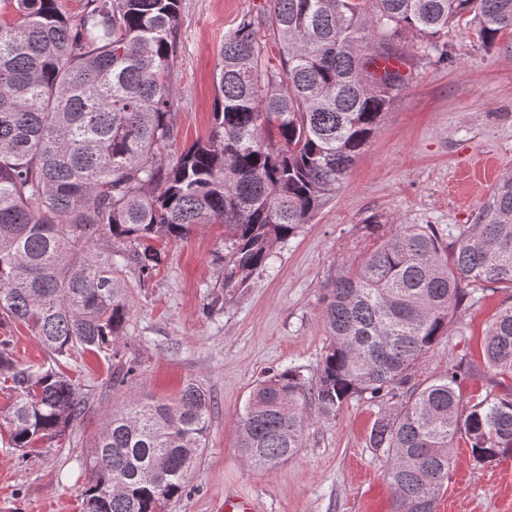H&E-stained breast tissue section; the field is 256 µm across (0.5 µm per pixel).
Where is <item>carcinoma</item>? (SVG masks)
I'll list each match as a JSON object with an SVG mask.
<instances>
[{"instance_id":"obj_1","label":"carcinoma","mask_w":512,"mask_h":512,"mask_svg":"<svg viewBox=\"0 0 512 512\" xmlns=\"http://www.w3.org/2000/svg\"><path fill=\"white\" fill-rule=\"evenodd\" d=\"M0 15V318L26 325L53 355L21 365L0 347V407L15 448L63 437L85 400L60 358L77 346L119 357L133 309L112 274L159 268L158 239L224 225V288L272 267L273 246L336 195L405 78L380 60L411 30L464 27L484 44L512 28V0H270L268 17L224 35L206 139L172 150L171 62L180 0H89L76 21L56 0H4ZM281 40L265 63L259 32ZM109 238L101 257L91 248ZM474 287L512 290V175L474 224L447 238L399 224L358 269L326 289L329 343L315 384L285 369L260 379L237 419L238 449L271 467L303 447L307 400L323 413L353 397L405 390L374 424L392 512H435L455 440L475 461L512 453V386L465 406L456 374L411 384ZM485 368L512 375V299L488 328ZM213 401L187 383L171 401L130 399L108 415L84 460L82 512H163L201 462Z\"/></svg>"}]
</instances>
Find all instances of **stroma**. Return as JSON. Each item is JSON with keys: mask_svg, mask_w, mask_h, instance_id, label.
Masks as SVG:
<instances>
[{"mask_svg": "<svg viewBox=\"0 0 512 512\" xmlns=\"http://www.w3.org/2000/svg\"><path fill=\"white\" fill-rule=\"evenodd\" d=\"M268 9V0H181L172 69L176 149L210 132L225 33L243 17L265 18ZM447 42L452 60L445 63L417 33L400 35L403 88L335 198L274 245V270L224 290V227L212 224L159 241L163 262L151 280L123 271L133 318L117 344L122 361L74 349L67 372L87 406L62 440L24 454L0 438V512H80L78 493L88 478L80 462L107 415L132 396L175 397L188 382L207 390L214 410L203 459L167 512H217L228 489L254 497L259 512H391L386 459L369 443L384 405L353 397L329 415L311 409L303 448L268 469L241 456L236 422L266 372L296 367L314 383L327 344L323 296L333 280L396 225L448 230L474 223L499 180L512 173V29L485 45L452 28ZM511 298L501 288L475 291L447 336L420 358L414 383L457 367L464 398L500 392L484 369L482 342ZM0 341L18 363L48 359L25 325L1 321ZM123 363L133 366L131 375L121 376ZM454 459L437 512H512V455L479 463L460 438Z\"/></svg>", "mask_w": 512, "mask_h": 512, "instance_id": "35a3bbf8", "label": "stroma"}]
</instances>
